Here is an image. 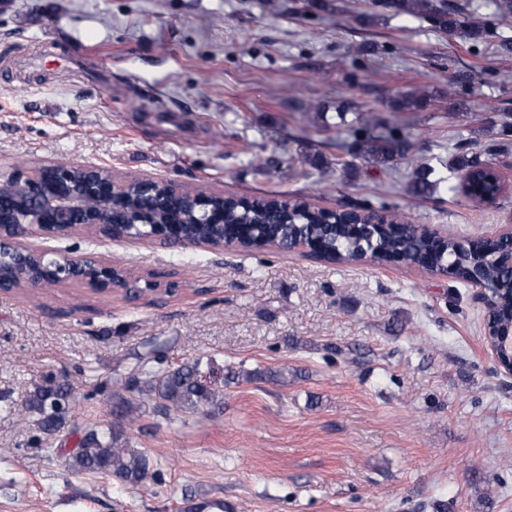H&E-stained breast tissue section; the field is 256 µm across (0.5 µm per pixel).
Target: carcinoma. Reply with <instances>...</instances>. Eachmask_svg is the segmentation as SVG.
<instances>
[{"mask_svg": "<svg viewBox=\"0 0 512 512\" xmlns=\"http://www.w3.org/2000/svg\"><path fill=\"white\" fill-rule=\"evenodd\" d=\"M374 10L358 17L362 25H372L384 17L409 15L427 20L436 31L448 33L457 30L473 39L484 36L485 29L469 26L458 18V13L441 0H373ZM427 100L412 93L400 94L394 106L400 110L422 108ZM351 132L364 143L369 161L385 165L408 151V141L400 126L377 125L363 118L351 126ZM433 169L419 164L413 175L412 187L415 193L424 195L433 191L438 181L431 179ZM278 202L271 198H256L242 206L230 198L224 199V223L207 224L198 221L188 225L178 220L188 216L180 199L167 198L161 202L157 217L162 224H181L180 230L215 241H239L250 246L263 239L269 242H285L290 236L302 235L312 239L322 250L336 256L338 261L352 262L363 250H371L377 256L386 258L396 255L406 266L436 264L448 261L449 272L455 279L464 282L478 275L498 289L500 306L494 325L512 319V269L495 261V256L512 249L507 240L491 242L480 251H469L450 237L439 243L417 239L402 230L381 229L371 238H355L347 225L334 222L335 214L319 209H310L303 201H290L288 207L276 210ZM163 358L155 356L141 365L140 374L145 381L133 377L118 380L116 384L127 390L139 389L144 384L147 391L159 400L158 406L169 411H197L221 403L222 394L210 388L199 379L198 365L187 364L177 370L168 371L162 367ZM65 399L72 402L75 397L69 390H38L34 408L41 415V428L47 435L54 434L64 424L69 409L60 407L52 413L45 411L49 400ZM75 472H87L111 477L131 487H144L155 478L147 456L129 447L123 439V431L104 429L99 426L88 431L80 448L66 460Z\"/></svg>", "mask_w": 512, "mask_h": 512, "instance_id": "carcinoma-1", "label": "carcinoma"}]
</instances>
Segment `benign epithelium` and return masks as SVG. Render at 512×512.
Returning <instances> with one entry per match:
<instances>
[{
    "label": "benign epithelium",
    "instance_id": "obj_1",
    "mask_svg": "<svg viewBox=\"0 0 512 512\" xmlns=\"http://www.w3.org/2000/svg\"><path fill=\"white\" fill-rule=\"evenodd\" d=\"M140 188L143 205L162 192L181 195L185 189L175 183L144 174L125 178L112 175V169L91 165L60 163L37 165L16 170L0 179V295L8 296L24 287L86 285L103 295L122 291L136 299L146 293L173 294L174 280L151 279L131 285L134 276L125 268L99 260L95 253L77 247L33 248L25 240L37 236L62 241L78 230H90L101 241L120 242L137 238L133 227L152 224L147 214L131 216L115 202L130 185ZM355 229L389 223V217L374 211H356L346 219ZM143 239L160 247L197 245L222 250L240 248L237 243L215 244L198 238L185 239L175 234H149ZM471 286L489 320L499 306L494 288L475 278ZM484 340L497 371L512 378V321L494 334L484 333Z\"/></svg>",
    "mask_w": 512,
    "mask_h": 512
}]
</instances>
